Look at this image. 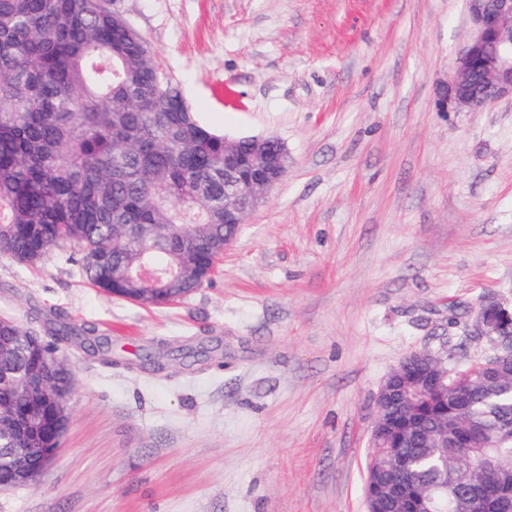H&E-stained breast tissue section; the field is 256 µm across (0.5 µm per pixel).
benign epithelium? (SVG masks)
I'll list each match as a JSON object with an SVG mask.
<instances>
[{
	"label": "benign epithelium",
	"instance_id": "7a95c632",
	"mask_svg": "<svg viewBox=\"0 0 512 512\" xmlns=\"http://www.w3.org/2000/svg\"><path fill=\"white\" fill-rule=\"evenodd\" d=\"M474 35L457 58L450 83L444 87L440 105L453 104L458 109L473 110L488 102L512 98V0H467ZM248 154L237 157L238 141L224 139V166L238 164L242 184L224 198V223L242 224L265 195L287 173L284 152L270 154L274 139L247 138ZM130 280L145 285L133 297L137 303L153 300L149 285L161 282L155 272L142 265L128 274ZM471 335L488 340L491 345L485 379L497 383L512 379V310L492 299L479 304ZM445 360L428 350L419 360L407 355L385 378L376 395V417L372 440L380 445L381 435L397 428L417 424L415 405L422 393L431 391L448 379ZM29 389L40 397L39 417L28 416L17 423L12 417H0V434L19 431L28 447L6 448L5 458L12 464L13 478L0 481V488L25 486L37 481L54 460L68 427L67 386L54 382L34 370ZM397 512H417V503L398 497L390 487H382Z\"/></svg>",
	"mask_w": 512,
	"mask_h": 512
}]
</instances>
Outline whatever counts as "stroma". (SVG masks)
Segmentation results:
<instances>
[{"label":"stroma","mask_w":512,"mask_h":512,"mask_svg":"<svg viewBox=\"0 0 512 512\" xmlns=\"http://www.w3.org/2000/svg\"><path fill=\"white\" fill-rule=\"evenodd\" d=\"M111 5L203 125L277 137L288 170L173 305L105 295L58 252L0 255V317L112 344L61 347L68 428L0 512H365L382 380L418 349L482 358L450 310L512 307V99L438 105L473 35L466 0ZM199 346L160 371L142 360Z\"/></svg>","instance_id":"35a3bbf8"}]
</instances>
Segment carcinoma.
I'll return each mask as SVG.
<instances>
[{
    "label": "carcinoma",
    "mask_w": 512,
    "mask_h": 512,
    "mask_svg": "<svg viewBox=\"0 0 512 512\" xmlns=\"http://www.w3.org/2000/svg\"><path fill=\"white\" fill-rule=\"evenodd\" d=\"M152 62L145 42L112 16L107 0H0V254L22 265L74 251L101 291L125 290L126 268L150 260L182 274L158 285L157 301L184 298L224 256V136L202 125L181 91ZM29 332L0 325V410L25 399ZM80 335L62 325L44 343ZM480 363L448 377V390L419 401L424 430L462 420L468 444L448 429V447L389 435L367 464L395 455L390 476L421 512H485L468 459L498 466L481 478L512 489V387L481 382Z\"/></svg>",
    "instance_id": "obj_1"
}]
</instances>
